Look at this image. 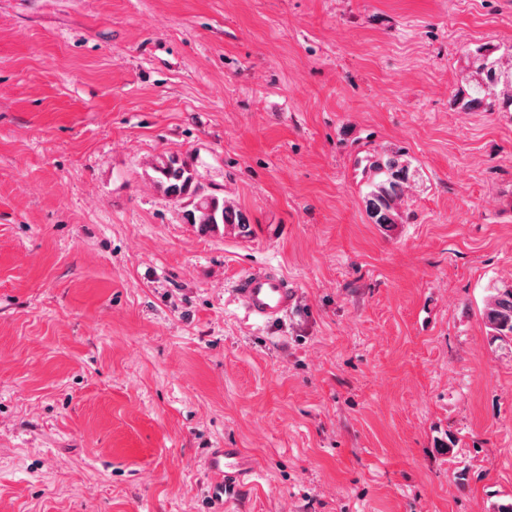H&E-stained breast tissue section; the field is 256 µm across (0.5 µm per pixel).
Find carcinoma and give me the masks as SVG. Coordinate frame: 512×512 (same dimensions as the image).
Returning a JSON list of instances; mask_svg holds the SVG:
<instances>
[{
  "instance_id": "obj_1",
  "label": "carcinoma",
  "mask_w": 512,
  "mask_h": 512,
  "mask_svg": "<svg viewBox=\"0 0 512 512\" xmlns=\"http://www.w3.org/2000/svg\"><path fill=\"white\" fill-rule=\"evenodd\" d=\"M479 79L475 95L461 103V109L512 108V70L506 69L501 58L482 47L473 54ZM153 181L176 203L186 207L185 220L212 231L219 225H229L243 235L249 234L246 215L213 192L207 193L199 182L198 172L186 159L162 155L152 165ZM363 172L367 176V191L363 202L373 223L383 226L404 224L410 218L405 207V191L421 181L419 169L403 160L397 153H375L366 159ZM484 322L491 336L512 342V287L495 288L484 306Z\"/></svg>"
}]
</instances>
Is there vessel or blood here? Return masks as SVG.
Masks as SVG:
<instances>
[{
  "instance_id": "obj_1",
  "label": "vessel or blood",
  "mask_w": 512,
  "mask_h": 512,
  "mask_svg": "<svg viewBox=\"0 0 512 512\" xmlns=\"http://www.w3.org/2000/svg\"><path fill=\"white\" fill-rule=\"evenodd\" d=\"M233 294L246 317L258 323L286 315L295 299V290L287 276L269 268H257L239 277L233 284ZM207 468L222 478L214 488V497L220 502L233 498L255 473L234 448L213 449Z\"/></svg>"
}]
</instances>
